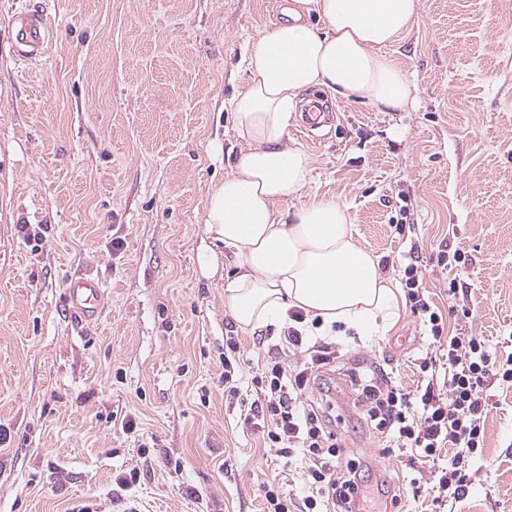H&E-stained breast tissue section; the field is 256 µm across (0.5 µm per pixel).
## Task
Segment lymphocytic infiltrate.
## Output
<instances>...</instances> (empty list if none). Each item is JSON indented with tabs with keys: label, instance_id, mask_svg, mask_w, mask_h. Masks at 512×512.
Returning <instances> with one entry per match:
<instances>
[{
	"label": "lymphocytic infiltrate",
	"instance_id": "lymphocytic-infiltrate-1",
	"mask_svg": "<svg viewBox=\"0 0 512 512\" xmlns=\"http://www.w3.org/2000/svg\"><path fill=\"white\" fill-rule=\"evenodd\" d=\"M404 286L411 309L427 333L430 347L445 348V358H424L422 380L408 390L388 376L371 372L360 400L375 429L411 459L437 465L439 477L422 486L408 477L410 488L427 489L434 502L457 503L472 484L469 465L481 456L485 442L488 392L496 385H512V356L498 360L490 341L468 331L447 335L442 314L434 310L416 264L404 270ZM280 344L305 349L308 357L292 365L282 353L267 360L253 377L257 398L244 417L265 447L275 449L289 466L298 468L299 482H272L262 487L265 512H356L361 472L348 457L327 409L307 397L316 373L336 358L332 344L310 342L303 312L289 314ZM448 369V386L440 388L438 371ZM451 448L447 462L440 451Z\"/></svg>",
	"mask_w": 512,
	"mask_h": 512
}]
</instances>
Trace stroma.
Wrapping results in <instances>:
<instances>
[{
    "label": "stroma",
    "mask_w": 512,
    "mask_h": 512,
    "mask_svg": "<svg viewBox=\"0 0 512 512\" xmlns=\"http://www.w3.org/2000/svg\"><path fill=\"white\" fill-rule=\"evenodd\" d=\"M51 41L18 64L22 0H0V512H263L287 479L224 391V340L251 379L280 327L242 329L224 302L233 256L205 232L209 192L240 144L230 99L242 48L282 0H34ZM384 53L417 87L408 112L315 100L331 124L289 134L313 164L303 196L346 206L356 241L402 279L417 256L449 331L512 354V0H419ZM38 235L39 244L30 242ZM121 240L113 250V240ZM462 269L437 267L445 245ZM99 276L97 321L64 307L74 273ZM457 280L470 311L448 312ZM411 308L386 335L336 337L323 372L338 437L365 471L361 512H439L380 488L408 464L382 453L359 378L377 367L415 388L427 352ZM484 458L454 512H512V388L488 399ZM135 420L136 430H123ZM140 479L120 489L118 474Z\"/></svg>",
    "instance_id": "1"
}]
</instances>
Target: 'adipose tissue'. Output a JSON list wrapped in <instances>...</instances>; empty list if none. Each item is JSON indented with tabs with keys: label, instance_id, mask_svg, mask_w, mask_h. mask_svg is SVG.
Segmentation results:
<instances>
[{
	"label": "adipose tissue",
	"instance_id": "adipose-tissue-1",
	"mask_svg": "<svg viewBox=\"0 0 512 512\" xmlns=\"http://www.w3.org/2000/svg\"><path fill=\"white\" fill-rule=\"evenodd\" d=\"M418 8L419 0H287L283 21L246 45L249 77L231 101L241 147L204 218L208 236L236 259L224 301L238 326L283 325L295 309L319 318V331L367 339L399 321L400 285L357 244L347 209L319 195L292 211L284 204L304 194L312 168L289 135L304 91L413 109L414 86L384 49L410 29Z\"/></svg>",
	"mask_w": 512,
	"mask_h": 512
}]
</instances>
